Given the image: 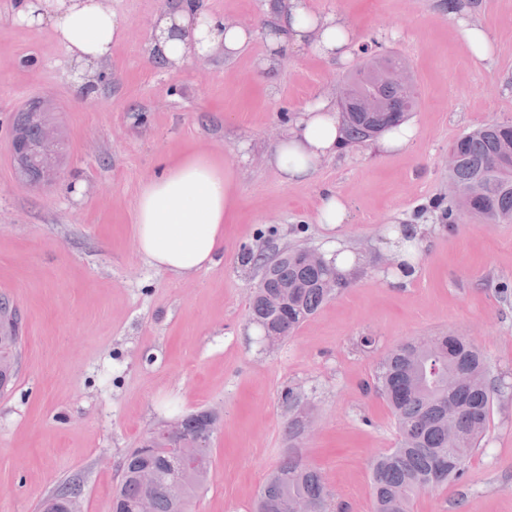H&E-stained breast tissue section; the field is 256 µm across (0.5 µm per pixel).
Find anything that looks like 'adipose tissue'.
Returning a JSON list of instances; mask_svg holds the SVG:
<instances>
[{"instance_id":"adipose-tissue-1","label":"adipose tissue","mask_w":512,"mask_h":512,"mask_svg":"<svg viewBox=\"0 0 512 512\" xmlns=\"http://www.w3.org/2000/svg\"><path fill=\"white\" fill-rule=\"evenodd\" d=\"M264 11L268 51L256 58L258 71L274 69L299 49L340 62L351 59L355 31L344 16L314 11L309 0H265ZM472 11V6L457 4L448 15L473 56L485 61L493 55V40L471 20ZM14 18L29 27H51L81 84L95 82L124 36L123 26L102 0H15ZM151 29L147 56L173 69L204 54L235 57L256 35L250 27L225 24L223 15L204 9L202 0H170ZM343 143L336 109L321 96L289 126L271 162L283 182H305ZM236 206L234 179L223 160L206 153L169 159L138 193L135 248L151 265L176 276L212 268L224 251V226L232 222ZM426 230L423 224H399L390 232L393 283L415 275L417 246Z\"/></svg>"}]
</instances>
